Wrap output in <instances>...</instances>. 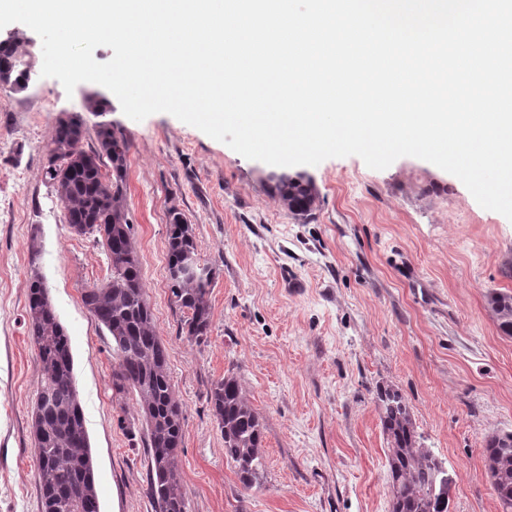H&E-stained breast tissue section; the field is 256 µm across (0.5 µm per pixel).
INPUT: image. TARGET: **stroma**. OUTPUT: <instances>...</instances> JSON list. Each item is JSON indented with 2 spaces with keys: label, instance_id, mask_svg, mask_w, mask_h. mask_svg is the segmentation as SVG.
Segmentation results:
<instances>
[{
  "label": "stroma",
  "instance_id": "35a3bbf8",
  "mask_svg": "<svg viewBox=\"0 0 512 512\" xmlns=\"http://www.w3.org/2000/svg\"><path fill=\"white\" fill-rule=\"evenodd\" d=\"M18 31L33 75L24 91L0 92V512L40 507L31 418L41 368L26 315L35 274L71 338L101 512H156L143 444L124 427L135 397L113 392L112 340L82 302L111 262L97 236L70 230L46 175L57 122L71 114L83 117L85 150L98 148L104 120L128 142V217L183 409L188 512H390L383 385L401 392L423 447L451 475L449 512H500L483 448L512 432V336L489 304L490 293L512 295L511 220L419 158L284 170L167 113L133 121L98 84L69 96L41 77V40ZM92 96L107 100L104 115L86 111ZM284 172L314 185L308 218L274 196ZM173 208L214 272L200 344L182 332L168 289ZM227 373L264 427V466L249 488L207 401Z\"/></svg>",
  "mask_w": 512,
  "mask_h": 512
}]
</instances>
